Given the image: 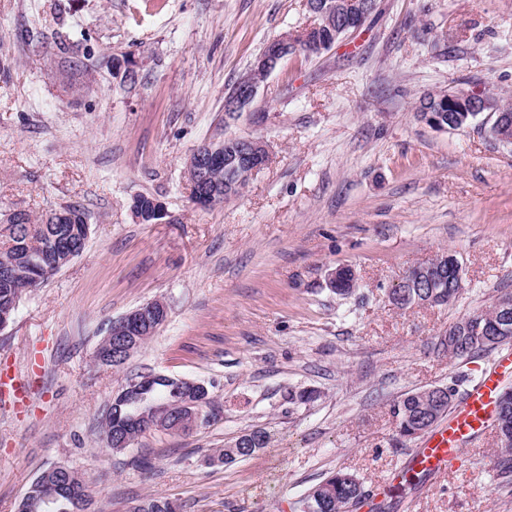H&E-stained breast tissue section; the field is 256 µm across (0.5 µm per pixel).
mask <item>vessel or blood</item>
I'll list each match as a JSON object with an SVG mask.
<instances>
[{
    "label": "vessel or blood",
    "mask_w": 512,
    "mask_h": 512,
    "mask_svg": "<svg viewBox=\"0 0 512 512\" xmlns=\"http://www.w3.org/2000/svg\"><path fill=\"white\" fill-rule=\"evenodd\" d=\"M512 376V351L499 354L493 366L483 371L470 386L463 404L439 425L416 449L412 466L434 473L452 466L463 448L475 441L490 427L498 393L504 380Z\"/></svg>",
    "instance_id": "b4317fda"
}]
</instances>
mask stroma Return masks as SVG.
I'll use <instances>...</instances> for the list:
<instances>
[{"label":"stroma","mask_w":512,"mask_h":512,"mask_svg":"<svg viewBox=\"0 0 512 512\" xmlns=\"http://www.w3.org/2000/svg\"><path fill=\"white\" fill-rule=\"evenodd\" d=\"M313 22L302 0H0V213L79 206L81 255L23 295L0 331V512L52 465L87 480L90 512L151 496L184 512H292L322 476L355 473L391 512H512L494 436L445 474L403 479L422 438L396 443L392 402L493 362L449 358L450 323L512 291V147L488 115L459 130L421 121L422 97L481 92L512 103V0H378L358 32L293 54L236 117L224 100L265 44ZM136 62L134 79L112 64ZM262 139L271 159L210 208L184 169L199 145ZM144 194L166 215L139 223ZM444 251L465 271L450 307L393 305L412 267ZM352 267L342 298L328 277ZM161 299L169 318L120 368L98 365L107 328ZM206 384L189 433L150 431L115 453L98 423L126 378ZM316 396L292 404L288 392ZM253 429V456L207 465Z\"/></svg>","instance_id":"1"}]
</instances>
